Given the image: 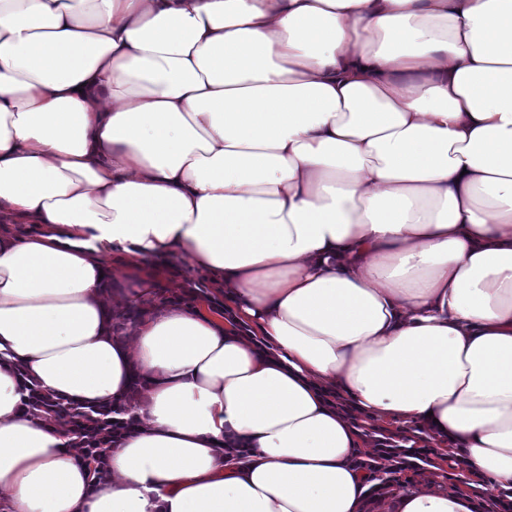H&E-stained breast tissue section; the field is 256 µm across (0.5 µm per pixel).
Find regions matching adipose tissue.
Returning a JSON list of instances; mask_svg holds the SVG:
<instances>
[{
	"label": "adipose tissue",
	"instance_id": "obj_1",
	"mask_svg": "<svg viewBox=\"0 0 512 512\" xmlns=\"http://www.w3.org/2000/svg\"><path fill=\"white\" fill-rule=\"evenodd\" d=\"M0 219V512H362L329 383L512 488V0H0ZM32 385L136 402L111 479ZM171 301L200 305L210 313L224 315V284L210 277L187 256H173L159 281L152 305L163 308Z\"/></svg>",
	"mask_w": 512,
	"mask_h": 512
}]
</instances>
